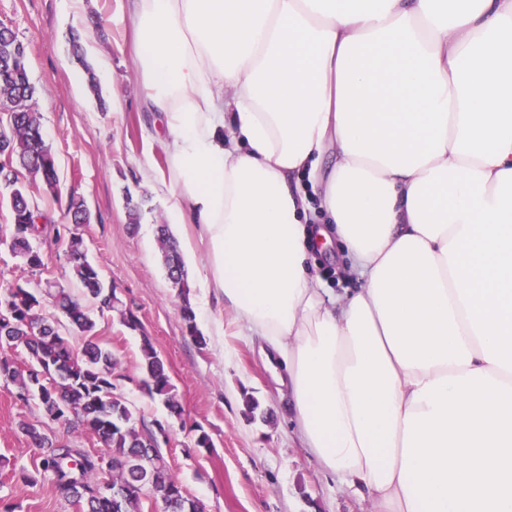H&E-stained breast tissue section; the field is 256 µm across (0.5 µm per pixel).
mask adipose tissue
Masks as SVG:
<instances>
[{
    "label": "adipose tissue",
    "mask_w": 512,
    "mask_h": 512,
    "mask_svg": "<svg viewBox=\"0 0 512 512\" xmlns=\"http://www.w3.org/2000/svg\"><path fill=\"white\" fill-rule=\"evenodd\" d=\"M126 22L167 212L321 470L375 512H512V0H126ZM317 210L354 291L310 264Z\"/></svg>",
    "instance_id": "1"
}]
</instances>
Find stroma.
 <instances>
[{
    "label": "stroma",
    "mask_w": 512,
    "mask_h": 512,
    "mask_svg": "<svg viewBox=\"0 0 512 512\" xmlns=\"http://www.w3.org/2000/svg\"><path fill=\"white\" fill-rule=\"evenodd\" d=\"M123 6L124 0H84V22L77 27L70 0H0V23L28 47L29 74L38 89L36 109L56 157L60 191L83 196L93 215L82 229L85 251L143 326L137 334L117 314H92L99 339L126 376L117 392L129 402L138 430L168 422L169 441L160 450L205 512H372L325 476L302 448L275 371L264 365L256 341L227 324L223 303L205 294L199 261L186 263L185 269L206 345H197L185 332L179 299L161 265L157 227L169 225L176 237L185 229L171 224L155 184L140 174L148 165L160 174L167 167L162 149L145 138L152 115L143 107ZM75 30L108 62L107 69L95 72L100 96L88 91L84 71L73 61L70 34ZM40 202L52 219L40 246L52 258L53 278L65 283V245L55 237L56 227L66 221L64 208L49 195ZM134 205L141 213L135 226L129 222ZM217 319L226 322L220 347L209 339ZM144 334L168 366L182 418L169 419L164 405L140 386ZM253 400L268 410V417L251 414ZM38 414L36 406L15 402L0 382V459L7 461L0 468V503L11 512H74L49 484L19 478L20 470H33L39 455L18 423ZM198 426L209 434L211 447H193L191 430Z\"/></svg>",
    "instance_id": "stroma-1"
}]
</instances>
